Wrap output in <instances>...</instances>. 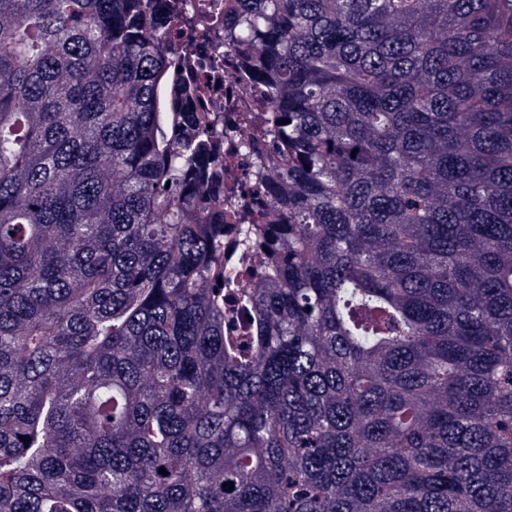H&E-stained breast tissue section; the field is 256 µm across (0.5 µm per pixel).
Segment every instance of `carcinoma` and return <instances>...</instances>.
Here are the masks:
<instances>
[{"label": "carcinoma", "mask_w": 512, "mask_h": 512, "mask_svg": "<svg viewBox=\"0 0 512 512\" xmlns=\"http://www.w3.org/2000/svg\"><path fill=\"white\" fill-rule=\"evenodd\" d=\"M187 10L0 0V512H512V0H234L253 210ZM224 265L226 264H242L248 267L251 263L250 259L242 261L243 257V235L233 226L238 224L235 218L227 210L224 205Z\"/></svg>", "instance_id": "cac0c4a2"}]
</instances>
